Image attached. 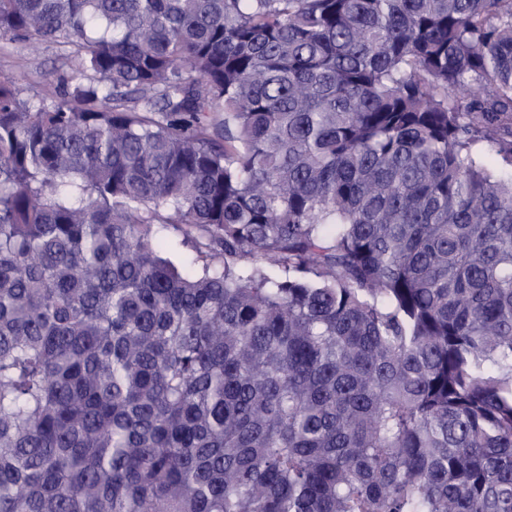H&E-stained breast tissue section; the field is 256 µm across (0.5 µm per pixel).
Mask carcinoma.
Instances as JSON below:
<instances>
[{"label": "carcinoma", "mask_w": 512, "mask_h": 512, "mask_svg": "<svg viewBox=\"0 0 512 512\" xmlns=\"http://www.w3.org/2000/svg\"><path fill=\"white\" fill-rule=\"evenodd\" d=\"M0 40L68 48L0 82V512H512V0H0ZM62 48L43 44L33 48L25 44L0 41V81L13 82L24 96L52 94L58 87ZM37 55L41 63L35 70L29 64ZM160 245L163 256L169 257L176 264L184 266H193L196 252L192 248L182 244L180 233L172 227L160 234Z\"/></svg>", "instance_id": "1"}]
</instances>
